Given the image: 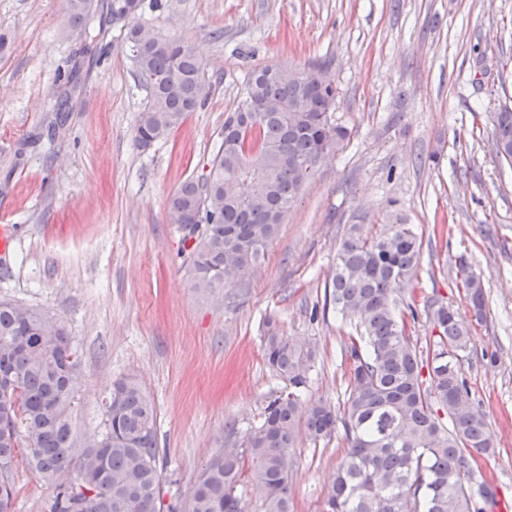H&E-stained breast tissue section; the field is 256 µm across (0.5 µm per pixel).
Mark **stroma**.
Returning <instances> with one entry per match:
<instances>
[{"label":"stroma","mask_w":512,"mask_h":512,"mask_svg":"<svg viewBox=\"0 0 512 512\" xmlns=\"http://www.w3.org/2000/svg\"><path fill=\"white\" fill-rule=\"evenodd\" d=\"M141 22L194 48L208 95L146 150L133 142L147 101L119 27L76 42L66 0H0V300L48 312L79 357L71 407L79 438L104 430V400L135 378L158 412L164 501L187 497L227 430L247 434L287 384L269 368L264 321L316 346L307 395L347 398L341 355L353 333L324 303L352 224L403 220L422 241L416 304L448 305L470 329L461 361L496 451L475 476L512 503V166L492 153L493 112L512 104V0H146ZM327 63L333 118L348 135L316 167L278 235L222 297L193 286L168 200L203 179L246 75ZM81 84L54 139L44 133L74 64ZM480 278L473 317L460 264ZM348 448L342 431L302 440L294 512H322ZM55 492L15 472V512H51Z\"/></svg>","instance_id":"1"}]
</instances>
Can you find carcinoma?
Masks as SVG:
<instances>
[{
    "label": "carcinoma",
    "mask_w": 512,
    "mask_h": 512,
    "mask_svg": "<svg viewBox=\"0 0 512 512\" xmlns=\"http://www.w3.org/2000/svg\"><path fill=\"white\" fill-rule=\"evenodd\" d=\"M142 0H67L69 23L85 40L122 25L150 97L138 113L134 142L151 147L180 127L207 96L204 67L191 46L136 21ZM328 66L251 72L226 113L220 147L201 181L185 180L168 202L183 232L181 255L194 287L213 293L224 277L256 266L319 161L345 139L331 122L337 89L323 81ZM493 152L512 164V112L492 118ZM422 242L409 224L365 229L350 225L336 252L324 306L355 324L344 340L350 363L342 409L305 400L316 348L297 346L265 321V359L288 382L261 422L239 440L224 441L181 504L168 512H246L238 487L245 470L260 512H293L289 479L295 448L342 426L347 451L325 495L323 512H486L491 487L474 482L470 458L494 453L496 441L476 408L460 368L469 328L436 302L427 317L437 336L423 346L396 312L397 290L416 287ZM473 316H485L481 281L464 273ZM77 358L51 316L0 301V512H13L14 473L23 463L45 483L61 472L76 487H55L52 512H160L157 409L133 378L115 381L104 402V432L78 440L68 408ZM428 378H423V373ZM451 420L440 421L439 411Z\"/></svg>",
    "instance_id": "obj_1"
}]
</instances>
